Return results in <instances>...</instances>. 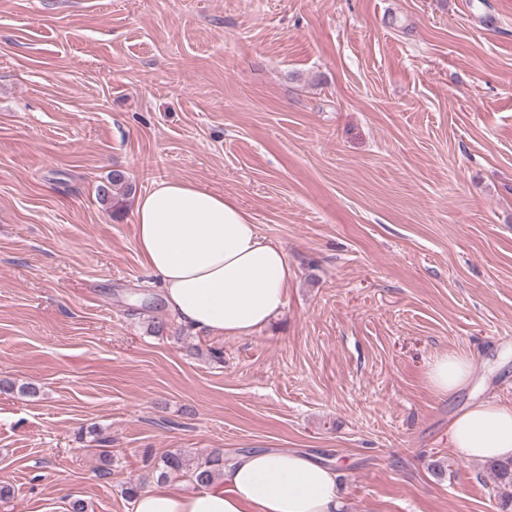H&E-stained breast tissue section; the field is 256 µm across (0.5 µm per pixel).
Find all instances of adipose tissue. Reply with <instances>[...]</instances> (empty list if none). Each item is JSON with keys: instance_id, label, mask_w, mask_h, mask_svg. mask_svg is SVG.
I'll return each instance as SVG.
<instances>
[{"instance_id": "adipose-tissue-1", "label": "adipose tissue", "mask_w": 512, "mask_h": 512, "mask_svg": "<svg viewBox=\"0 0 512 512\" xmlns=\"http://www.w3.org/2000/svg\"><path fill=\"white\" fill-rule=\"evenodd\" d=\"M137 248L168 313L216 336H250L284 309L292 269L284 246L266 240L234 199L185 181L162 179L135 201ZM469 359L442 354L428 380L442 395L471 380ZM448 444L468 458H512V406L475 400L448 424ZM332 467L296 451L235 455L221 478L193 492L157 483L133 512H343Z\"/></svg>"}]
</instances>
